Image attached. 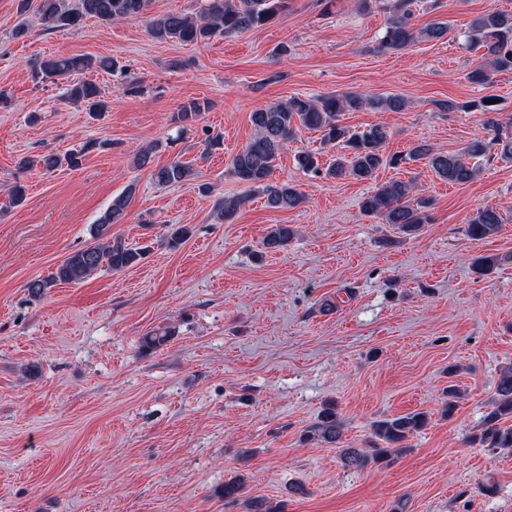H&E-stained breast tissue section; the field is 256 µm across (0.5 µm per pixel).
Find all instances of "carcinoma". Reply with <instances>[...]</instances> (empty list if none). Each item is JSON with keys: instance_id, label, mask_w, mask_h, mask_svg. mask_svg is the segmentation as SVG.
Listing matches in <instances>:
<instances>
[{"instance_id": "carcinoma-1", "label": "carcinoma", "mask_w": 512, "mask_h": 512, "mask_svg": "<svg viewBox=\"0 0 512 512\" xmlns=\"http://www.w3.org/2000/svg\"><path fill=\"white\" fill-rule=\"evenodd\" d=\"M287 0H205V6L195 16L169 12L146 19L147 30L157 40H177L185 43L203 42L216 35L243 32L265 25L286 9ZM150 0H38L36 13L41 26L46 29L75 27L85 18H96L110 23L116 19L139 17L146 14ZM415 0H392L388 6L390 17L386 30L379 41L378 51H399L417 39L440 40L448 34V25L432 22L416 30L413 27ZM468 46L483 51V64L467 74L469 83L485 85L500 72H512V12L489 11L471 20L466 32ZM111 68L105 60L98 62L91 57L57 56L42 61L35 77L40 81L66 79L93 67ZM67 99L81 103L86 110L99 114L106 109L102 91L91 81H77L66 85ZM404 101L398 96L377 98L371 96L329 95L319 98L292 97L285 102L270 103L251 115L255 133L248 144L232 157L231 174L248 185L249 190L259 192L271 209L292 210L303 202V194L297 187L284 182H272L276 160L288 142L303 130L321 133L326 144H333L343 153L328 166L320 165L317 153L303 151L295 155L299 169L330 178L349 177L357 181L370 180L384 165L399 166L408 160L424 159L435 175L450 184L465 185L478 173L477 159L495 150L497 155L512 161V134L503 133L505 121L493 104V98L457 103L440 104L444 111L463 110L480 113V122L491 137L474 139L458 151H436L427 143L417 144L405 154L385 155L384 146L389 131L382 124L367 129H353L341 123V114L350 110L372 109L399 111ZM205 105L191 101L180 106L177 118L183 122L197 119ZM195 176L191 164L178 158L170 163L154 167L150 171L153 182L160 187L184 184ZM132 200V191L115 197L112 205L100 217L92 229V242L71 253L47 279H34L26 288L33 297H41L56 283L80 282L96 271L111 269L122 271L138 264L146 254V248L134 247L118 236L112 235L114 224L124 221ZM247 196L227 197L219 203V216L230 220L243 205ZM361 210L379 217L387 224H396L406 233H417L431 221L432 198L416 192L410 182L395 180L380 185L365 196ZM502 224L500 213L493 207L476 212L468 221L467 236L474 241L484 240L498 232ZM294 229L278 224L264 237L262 246L268 252L282 251L293 238ZM174 332L168 328L154 329L141 337V347L155 350L170 341ZM497 399L494 408L486 413L472 441L499 451H512V426L503 420L512 418V367L500 372L496 386ZM423 412L383 419L373 425L374 435L381 441L398 447L426 423ZM342 438V422L332 409L325 410L308 431L307 440H320L329 444ZM389 449L378 446L368 452L350 448L343 453L348 467L362 469L370 462L382 460Z\"/></svg>"}]
</instances>
